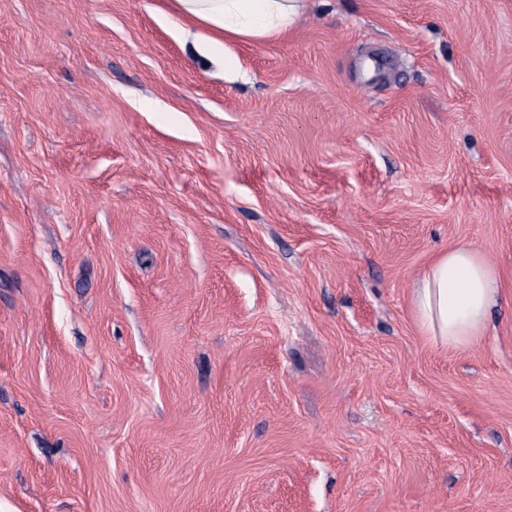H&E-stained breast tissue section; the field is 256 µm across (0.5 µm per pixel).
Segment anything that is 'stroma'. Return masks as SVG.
<instances>
[{
  "label": "stroma",
  "instance_id": "obj_1",
  "mask_svg": "<svg viewBox=\"0 0 512 512\" xmlns=\"http://www.w3.org/2000/svg\"><path fill=\"white\" fill-rule=\"evenodd\" d=\"M169 10L0 0V512H512V0H306L231 74ZM501 299L493 264L476 248L459 245L430 259L412 288L410 309L434 347L461 352L479 345Z\"/></svg>",
  "mask_w": 512,
  "mask_h": 512
}]
</instances>
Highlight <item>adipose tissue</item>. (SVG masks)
<instances>
[{
	"instance_id": "ef3b65f1",
	"label": "adipose tissue",
	"mask_w": 512,
	"mask_h": 512,
	"mask_svg": "<svg viewBox=\"0 0 512 512\" xmlns=\"http://www.w3.org/2000/svg\"><path fill=\"white\" fill-rule=\"evenodd\" d=\"M180 30L193 31L200 52L226 60L230 41L279 40L293 31L302 0H173ZM499 275L481 251L459 245L437 253L419 275L410 309L437 348L468 351L481 342L501 301Z\"/></svg>"
}]
</instances>
